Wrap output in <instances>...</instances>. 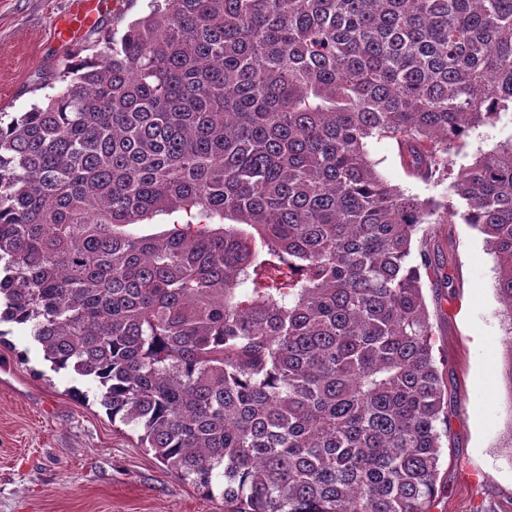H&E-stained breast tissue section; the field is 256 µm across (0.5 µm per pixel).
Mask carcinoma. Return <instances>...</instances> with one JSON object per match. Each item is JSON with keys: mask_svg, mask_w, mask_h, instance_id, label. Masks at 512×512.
<instances>
[{"mask_svg": "<svg viewBox=\"0 0 512 512\" xmlns=\"http://www.w3.org/2000/svg\"><path fill=\"white\" fill-rule=\"evenodd\" d=\"M63 81L0 125V323L224 512H431L416 234L484 236L512 393V137L458 170L460 210L366 146L428 177L512 114V0H150ZM477 133L479 134H476L466 147L452 155L453 166L449 167L448 176L445 177L439 176L438 173L428 179L410 175L400 162L396 144L389 140H370L366 150L381 177L391 184L399 185L407 194L417 195L421 200L434 199L457 204L450 187L457 170L471 164L478 149L490 150L496 143L505 141L512 135L510 114L503 116L496 126L481 127Z\"/></svg>", "mask_w": 512, "mask_h": 512, "instance_id": "obj_1", "label": "carcinoma"}]
</instances>
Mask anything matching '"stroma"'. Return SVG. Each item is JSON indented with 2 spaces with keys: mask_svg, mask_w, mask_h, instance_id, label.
Wrapping results in <instances>:
<instances>
[{
  "mask_svg": "<svg viewBox=\"0 0 512 512\" xmlns=\"http://www.w3.org/2000/svg\"><path fill=\"white\" fill-rule=\"evenodd\" d=\"M149 0H110L98 24L75 45L53 40L56 18L71 0H0V121L61 88L75 57L103 49ZM512 137V118L479 128L455 153L447 176L422 179L402 166L395 143L370 140L366 150L387 182L422 199L454 202L450 177ZM417 240L439 277L423 288L433 353L448 387V443L432 512H512V465L498 447L512 427V391L500 374L503 330L494 290V260L469 225L425 224ZM101 389L53 370L27 326L0 325V512H224L207 495L140 448L134 428L112 421Z\"/></svg>",
  "mask_w": 512,
  "mask_h": 512,
  "instance_id": "1",
  "label": "stroma"
}]
</instances>
